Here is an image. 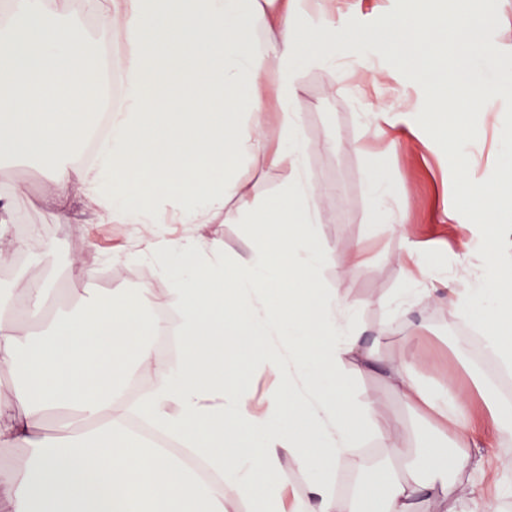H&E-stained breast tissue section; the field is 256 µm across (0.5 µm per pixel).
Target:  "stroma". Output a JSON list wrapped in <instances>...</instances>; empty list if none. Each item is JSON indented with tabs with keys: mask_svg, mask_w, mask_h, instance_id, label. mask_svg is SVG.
<instances>
[{
	"mask_svg": "<svg viewBox=\"0 0 512 512\" xmlns=\"http://www.w3.org/2000/svg\"><path fill=\"white\" fill-rule=\"evenodd\" d=\"M403 0H344L347 28L367 34L397 13ZM474 8L485 18V48L495 63L512 71V0H474ZM332 75L316 68L300 79L297 101L304 134L314 143L306 169L314 186L313 204L322 222L319 235L330 252L318 275L325 288L337 290L354 311L360 327L370 330L391 324V332L379 342L377 363L347 365L345 376L353 397H373L379 408L375 428L397 424V441L408 456H415L426 438L443 434L439 420L400 398L386 377V366L404 359L413 360L419 380L431 387L454 380L469 396L471 420L469 441L475 462L494 467L512 460V437L498 439L490 434L487 399L499 396L497 384L478 390L474 379L484 371L470 349L462 348L463 338L474 330L447 304L429 297L415 303L403 318L393 317L387 302L402 288V263L408 252H418L422 260L433 262L460 279L481 273L488 258L466 253L465 237L479 233L470 213L455 195L457 174L448 159V146L433 140L426 122H418L417 134L401 137L396 148L386 138L376 136L362 99L354 84L331 89ZM480 135L471 141L466 157L475 180L494 179L502 158L498 151L501 122L512 124V96L498 103L495 111L470 116ZM381 152L396 187L390 205L406 213L410 232L401 234L387 224L369 219L371 201L364 181L367 155ZM17 186L13 200V221L0 230V289L22 299L31 283L52 281L54 289L42 316L31 326L41 331L50 317L80 307L96 295L140 288L152 291L147 310L163 318L168 349L157 351L159 364L176 365L182 354L181 316L172 285L162 278L152 259L127 260L126 254L144 245L149 231L215 239L222 243L224 258L234 262L249 249L248 227L228 224L215 218L208 224H172L168 212H159L156 227L146 224H106L93 199L82 198L72 206V223H62L60 206L49 189V182L37 162H0V186ZM20 224L37 226V238L20 236ZM54 250L44 255L43 242ZM356 243L366 250V260L358 269L336 272L335 249ZM81 260L93 274L86 279L70 275L72 260ZM367 467L354 462L342 464L334 484L345 505H352L374 477L372 462L387 463L386 449L377 436L362 445ZM458 500L434 502L429 512H465L471 499L490 504L493 512H512V496L503 497L491 486L475 485V476L456 475Z\"/></svg>",
	"mask_w": 512,
	"mask_h": 512,
	"instance_id": "stroma-1",
	"label": "stroma"
}]
</instances>
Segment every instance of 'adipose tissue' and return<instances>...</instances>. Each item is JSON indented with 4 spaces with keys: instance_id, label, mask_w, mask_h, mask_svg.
I'll return each instance as SVG.
<instances>
[{
    "instance_id": "obj_1",
    "label": "adipose tissue",
    "mask_w": 512,
    "mask_h": 512,
    "mask_svg": "<svg viewBox=\"0 0 512 512\" xmlns=\"http://www.w3.org/2000/svg\"><path fill=\"white\" fill-rule=\"evenodd\" d=\"M121 53L124 114L100 166L73 164V145L100 105L97 60L82 55L84 27L63 19L45 26V0H18L9 38L0 46V145L36 160L61 203L92 197L103 218L149 224L156 209L178 212L184 224L215 215L252 227L246 256L226 263L217 241L154 235L146 243L179 297L183 356L158 365L145 337L140 297L106 292L76 317L54 320L46 338L27 340L13 321L14 303L0 297V365L17 385L0 404V444L26 457L0 471V512H343L333 479L359 448L377 411L354 399L343 365L373 362L375 351L352 309L321 285L326 248L309 199L306 140L296 102L302 74L347 76L340 59H355L358 85L387 87L398 78L387 62L423 68L426 93L418 112L437 124L440 139L463 152L471 128L459 110L485 112L512 95V74L495 69L466 39L484 19L472 0H405L402 10L363 40L346 35L336 0H86ZM289 168L293 182L274 200L255 204L239 163ZM371 220L406 229L402 212L385 204L394 189L382 156L365 170ZM459 198L477 223L512 244V190L495 191L458 171ZM402 304L429 293L447 302L482 334L502 366L512 365V257L462 283L438 268L402 269ZM280 336L287 356L266 352L272 387L261 404L233 377L263 336ZM153 370V389L136 407L157 431L180 439L216 471L198 479L182 462L127 431L117 399L132 366ZM407 403L424 406L448 425L447 437L420 451L423 478L409 477L395 426L380 440L391 463L376 469L375 488L354 512H421L435 492L453 495L451 474L477 472L503 486L512 463L474 464L467 441L468 396L454 382L427 390L412 363L388 371ZM66 412L59 435L43 434L47 410ZM306 472L302 497H289L282 461Z\"/></svg>"
}]
</instances>
